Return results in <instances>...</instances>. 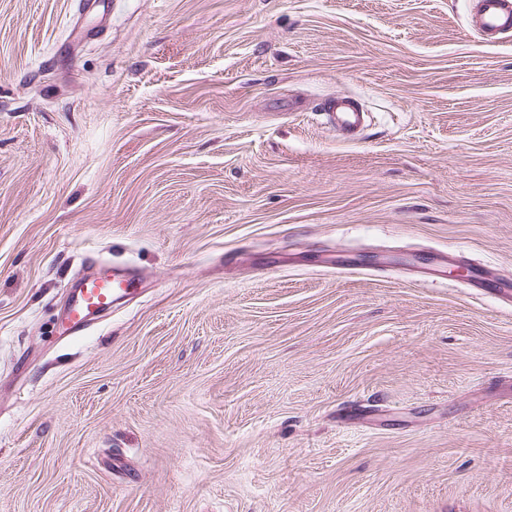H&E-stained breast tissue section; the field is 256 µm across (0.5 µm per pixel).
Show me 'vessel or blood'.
I'll return each mask as SVG.
<instances>
[{
  "label": "vessel or blood",
  "mask_w": 512,
  "mask_h": 512,
  "mask_svg": "<svg viewBox=\"0 0 512 512\" xmlns=\"http://www.w3.org/2000/svg\"><path fill=\"white\" fill-rule=\"evenodd\" d=\"M470 25L490 39L512 36V0H477ZM324 115L340 131H357L365 123L363 112L347 98L330 101ZM132 283V278L114 272L84 279L72 292L58 326L59 334L72 337L85 331L91 315L109 311L120 296L128 293Z\"/></svg>",
  "instance_id": "obj_1"
}]
</instances>
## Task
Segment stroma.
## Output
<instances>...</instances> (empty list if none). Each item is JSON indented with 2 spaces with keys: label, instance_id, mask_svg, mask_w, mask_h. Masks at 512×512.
I'll return each instance as SVG.
<instances>
[{
  "label": "stroma",
  "instance_id": "obj_1",
  "mask_svg": "<svg viewBox=\"0 0 512 512\" xmlns=\"http://www.w3.org/2000/svg\"><path fill=\"white\" fill-rule=\"evenodd\" d=\"M471 6L0 0V512H512V305L434 259L512 281ZM323 111L327 121L339 131H357L365 124L364 113L349 98L330 101ZM134 280L112 273L95 274L74 288L70 304L58 326L59 336L72 337L85 331L93 314H103L116 300L128 293Z\"/></svg>",
  "mask_w": 512,
  "mask_h": 512
}]
</instances>
